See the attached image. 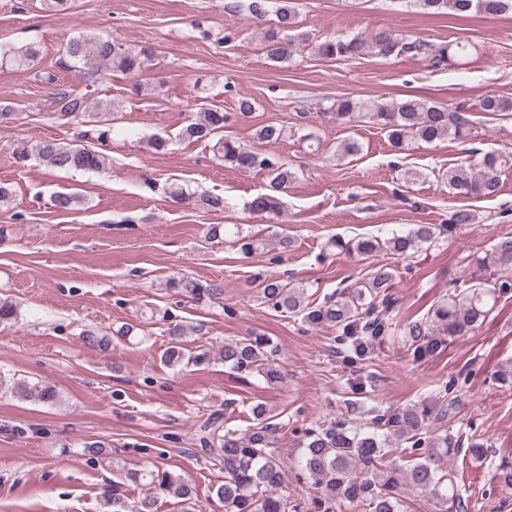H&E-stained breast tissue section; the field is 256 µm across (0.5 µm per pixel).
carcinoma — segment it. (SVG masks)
Returning <instances> with one entry per match:
<instances>
[{
  "label": "carcinoma",
  "instance_id": "cac0c4a2",
  "mask_svg": "<svg viewBox=\"0 0 512 512\" xmlns=\"http://www.w3.org/2000/svg\"><path fill=\"white\" fill-rule=\"evenodd\" d=\"M297 0H242L238 5L253 24L275 16L274 26L262 43L265 59L273 64L282 63L290 56V47L298 39L294 34L299 20ZM407 3L432 15L451 14L468 17L472 14L502 16L512 13V0H407ZM315 50L323 58L348 60L371 51L385 58L409 53H423L434 70H446L466 56L469 45L461 42L427 45L410 40L390 31H379L367 38L337 36L326 39ZM69 68L95 81L118 71L132 76L129 92L142 96L146 86L139 79L144 61L135 47L109 40L95 32H82L69 39L62 48ZM4 55L16 65H26L39 55L36 44L28 43L10 48ZM49 100L56 119L80 127L76 139L70 142L38 141L21 149L16 163L23 165L35 156L47 165L67 171H103L110 159L104 153L113 133L114 113L111 103L93 98L90 92L80 93L53 74L47 75ZM480 110L504 116L512 112V101L496 95L484 97ZM364 105L349 98L336 99L329 107V115L338 123L349 125L365 116L376 122L385 132L388 144L402 150L409 142L432 143L442 139L468 138L473 130L468 110L463 106L447 107L437 102L416 98L377 102L364 113ZM256 110V101L242 95L236 99V111L226 112L216 105L203 104L196 118L180 132L182 138L212 143L218 157L243 172L263 171L268 175L266 192L259 193L247 203L255 214L275 213L277 194L283 192L293 178V171L279 158L263 153L254 146L224 134L232 119L248 118ZM18 112L15 103L0 97V127L15 123ZM505 159L494 152L481 158L478 168L463 162L437 172V180L460 196L489 198L500 191L499 173ZM56 209L74 211L82 205L81 197L60 192L53 198ZM471 211L458 209L448 219V227L436 224H415L389 237L368 236L355 243L329 239L328 245L343 252L372 256L381 252L408 258L424 250L444 233L456 226L470 224ZM207 240H223L238 248L244 255L264 250L267 240L243 233L239 224H212ZM483 264L494 269V277L451 292L433 306L426 317L412 322L404 336L417 359L433 357L448 343L465 336L481 325L494 310L498 299L512 289V236H501L492 246ZM264 302L274 310L300 317L310 325L336 326L337 344L358 352L368 341L389 334L384 312L393 304L392 268L377 267L367 281L329 297L323 303L312 305L305 289L288 280L259 273ZM166 287L193 300L224 298V285L201 281L188 276L173 277ZM170 337L162 362L169 367L189 364L198 366L210 360L209 352L192 353L183 347L186 335L180 324L167 329ZM147 336L139 322L124 323L109 334L86 331L83 339L90 345L108 348L112 341L143 340ZM277 346L271 338L253 334L224 344V365L235 372L257 373L269 381L280 378L273 360ZM445 394L423 398L401 409L378 413L371 425L353 426L338 421L311 434V440L301 458V465L314 479L320 495L314 500L321 512H334L348 504L361 512H409L406 494L417 491L442 504H450L455 512L464 509L457 492L458 478L445 461L456 455L461 439L439 429L448 420L449 388ZM16 400H35L54 403L57 391L47 381L27 382L8 377L0 372V395ZM253 425L246 432L226 429L217 417L202 423L204 435L201 446L216 454L224 467V483L216 488V496L224 502L225 512H288L287 501L277 495L282 483L281 467L270 451L275 444L276 424L264 406L252 409ZM123 480L112 481L105 487L103 498L112 512H125L121 489L124 481L145 483L171 492L185 505L192 504L194 490L191 485L166 471L158 469L127 470Z\"/></svg>",
  "mask_w": 512,
  "mask_h": 512
}]
</instances>
